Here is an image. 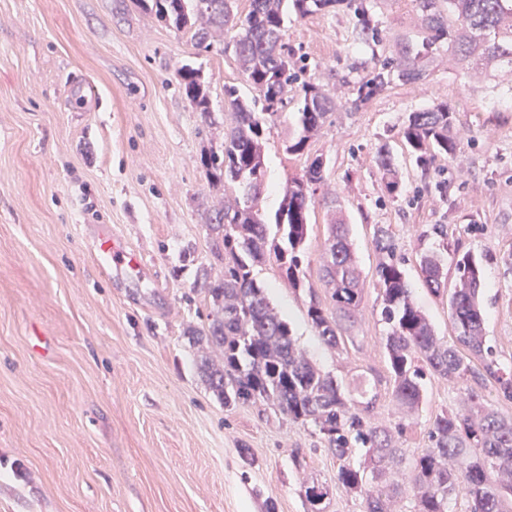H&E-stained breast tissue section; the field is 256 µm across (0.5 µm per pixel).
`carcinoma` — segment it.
<instances>
[{"mask_svg":"<svg viewBox=\"0 0 512 512\" xmlns=\"http://www.w3.org/2000/svg\"><path fill=\"white\" fill-rule=\"evenodd\" d=\"M287 1L300 18L342 8L352 15L359 42L370 47L381 41L371 0H249L243 15L234 12L236 0H141L161 21L191 35L200 51L208 53L218 44L221 52L232 53L255 92L246 101L236 87L224 86L230 126L222 141L201 157L209 183L233 188L234 196L222 197L207 214L212 253L224 273L214 277L204 268L194 282L209 312L207 324L188 329L187 336L211 350L197 357L196 369L226 410L266 405L293 423L313 426L339 461L335 489L357 500L360 512H393L404 494L402 474L411 485L408 512H452L451 503L461 494L469 512H512V415L495 409L484 396L469 390L460 407L439 413L428 431L429 445L421 451L398 444L407 429L406 417L422 404L431 376L460 383L475 374L477 361L497 396L512 402V369L501 366L495 347L484 336L481 259L469 251L455 258L456 281L450 288L448 257L437 250L420 253L427 290L448 294L457 331L449 344L436 336L413 298L404 272L406 259L396 254L389 229L383 224L374 228L381 254L375 288L381 320L387 325L390 398L401 413L390 427L377 425L370 416L378 397L376 385L365 378L347 383L312 363L254 276L256 266L274 264L289 288L308 297V322L327 347L338 350L353 340L342 334L338 319L353 317L365 288L348 225L340 221L329 227L324 272L330 306L317 300L303 267L310 211L327 177L323 156L288 179L274 217L260 206L267 186L266 131L282 117L288 100L297 105L295 128L286 145L291 154L305 150L336 108L328 87L298 82L296 62L284 43ZM414 2L421 43L404 44L398 64L374 61L368 74L352 85V105H362L397 81L421 80L434 51L444 46L464 65L478 55L502 63L512 75V0ZM175 76L201 123L213 125L200 70L182 65ZM399 136L424 172L438 157L453 158L460 148L446 103L411 113ZM376 164L386 192L397 195L401 181L388 143L377 146ZM332 489L326 481L303 483L305 512H326Z\"/></svg>","mask_w":512,"mask_h":512,"instance_id":"cac0c4a2","label":"carcinoma"}]
</instances>
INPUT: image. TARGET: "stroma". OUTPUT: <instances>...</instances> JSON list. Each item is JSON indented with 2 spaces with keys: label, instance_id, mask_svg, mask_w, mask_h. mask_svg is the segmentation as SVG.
Segmentation results:
<instances>
[{
  "label": "stroma",
  "instance_id": "1",
  "mask_svg": "<svg viewBox=\"0 0 512 512\" xmlns=\"http://www.w3.org/2000/svg\"><path fill=\"white\" fill-rule=\"evenodd\" d=\"M374 12L382 40L372 49L357 48L344 10L288 16L289 49L338 100L304 153L285 150L292 103L265 144L269 213L308 159H327L304 267L329 302L327 226L349 224L367 283L348 330L353 343L324 346L275 267L255 274L312 362L347 380L375 379L373 419L390 427L399 414L372 286L375 225L389 228L417 302L448 342V299L422 283L419 236L444 224L449 250L483 257L485 333L512 368V98L500 68L464 70L442 49L422 82L395 83L353 108L343 84L353 63L398 60L402 43L422 38L413 0H375ZM185 63L209 87L213 126L201 124L176 85ZM228 85L251 98L232 54L199 51L134 0H0V512H261L265 497L279 512H305L301 483L334 482L338 463L313 427L252 405L225 410L194 367L186 331L207 313L192 291L196 270L223 269L206 219L218 191L201 155L223 138ZM443 102L460 150L424 172L398 131L410 113ZM383 140L402 183L395 197L375 163ZM102 226L142 255V281L106 271L95 249ZM468 387L512 414L489 382L434 378L402 447L426 448L435 416ZM242 448L256 467H243Z\"/></svg>",
  "mask_w": 512,
  "mask_h": 512
}]
</instances>
